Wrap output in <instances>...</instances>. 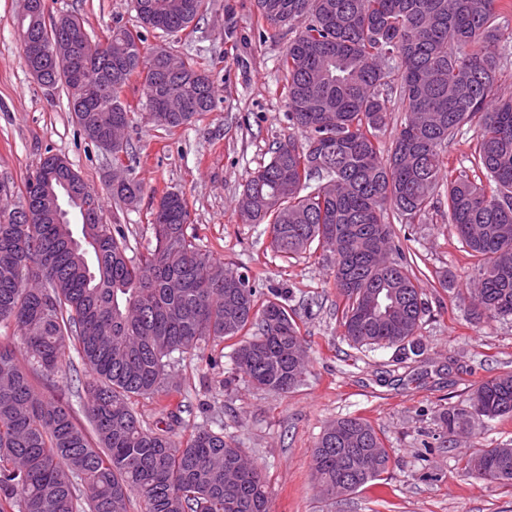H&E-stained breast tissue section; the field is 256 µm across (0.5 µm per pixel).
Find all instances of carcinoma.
I'll use <instances>...</instances> for the list:
<instances>
[{
	"instance_id": "1",
	"label": "carcinoma",
	"mask_w": 512,
	"mask_h": 512,
	"mask_svg": "<svg viewBox=\"0 0 512 512\" xmlns=\"http://www.w3.org/2000/svg\"><path fill=\"white\" fill-rule=\"evenodd\" d=\"M22 15L19 35L83 43L84 19L46 21L47 0ZM211 0H134L139 23L164 36L200 21ZM263 39L295 29L282 59L290 135L270 160L248 173L236 213L244 224H266L273 252L284 258L316 246L333 258L341 300L336 322L356 349L395 347L418 356L426 303L412 262L395 244L384 210L411 224L446 190L448 225L476 258L473 320L512 317V97L499 93L502 54L498 19L512 0H255ZM98 55L81 51L75 72L49 56L38 82L66 87L85 138L107 150L126 131L123 88L145 75L143 96L153 125L171 133L216 105L213 81L193 58L115 27ZM404 121L390 150L380 137L389 96ZM186 99L197 111L180 112ZM480 135L472 158L487 182L450 169L445 148L468 123ZM57 156L40 160L25 184L24 205L0 206V324L18 343L0 344V512H268L261 471L224 432L182 424L152 429L133 402L171 391L174 355L209 341L246 334L233 361L254 388L286 393L305 373L300 327L276 294L258 302L248 273L221 267L187 233L189 210L176 192L157 201L155 246L135 258L124 230L106 224L99 196L75 231L61 222L54 182L74 169L51 172ZM126 206L142 195L133 178L112 182ZM35 213L29 224L18 215ZM396 257L389 258L390 254ZM75 352L90 373L85 412L37 391ZM512 417V372L490 377L469 406L438 415L448 437L487 418ZM382 438L361 417L324 428L312 454L322 491L354 493L388 467ZM466 469L512 485V447L485 448Z\"/></svg>"
}]
</instances>
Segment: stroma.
<instances>
[{
    "mask_svg": "<svg viewBox=\"0 0 512 512\" xmlns=\"http://www.w3.org/2000/svg\"><path fill=\"white\" fill-rule=\"evenodd\" d=\"M49 14L84 18L93 42L112 27L136 28L133 0H48ZM21 0H0V204L21 205L25 181L41 158L57 155L99 194L106 223L122 225L129 246H154L151 213L164 193L182 194L190 213L187 232L223 264L247 271L260 297L286 294L307 341L306 374L288 394L254 389L236 372L231 341L177 359V392L137 400L134 409L153 428L166 413L185 425L223 428L261 470L269 512H512V485L469 474L466 458L481 448L512 445V417L485 420L472 434L443 447L439 412L467 403L489 377L512 372V319L470 317L474 260L452 234L442 210L404 224L386 214L396 239L416 255L415 272L427 311L419 334L425 353L403 359L395 349L361 351L338 332L339 300L322 252L287 259L269 246L262 224H244L235 205L247 171L269 160L293 129L281 93L280 58L293 39L283 30L260 42L263 23L254 0H214L199 23L148 44L188 53L206 65L216 106L200 121L166 133L148 123L141 78L122 98L133 113L126 133L130 158L122 174L142 182L137 207L116 203L109 184L112 158L79 134L67 90L41 87L21 60L17 30ZM361 417L380 433L387 471L344 499L323 495L314 479L312 452L325 426Z\"/></svg>",
    "mask_w": 512,
    "mask_h": 512,
    "instance_id": "stroma-1",
    "label": "stroma"
}]
</instances>
